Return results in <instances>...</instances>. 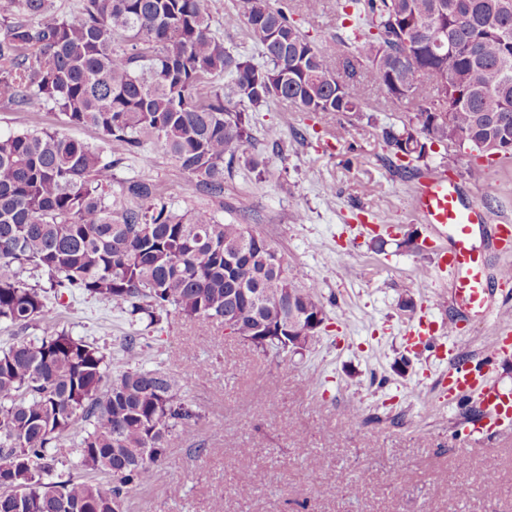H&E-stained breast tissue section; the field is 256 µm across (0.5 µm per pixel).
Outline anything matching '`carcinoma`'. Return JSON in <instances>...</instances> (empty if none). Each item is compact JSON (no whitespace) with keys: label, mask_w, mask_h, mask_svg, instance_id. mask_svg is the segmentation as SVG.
Instances as JSON below:
<instances>
[{"label":"carcinoma","mask_w":512,"mask_h":512,"mask_svg":"<svg viewBox=\"0 0 512 512\" xmlns=\"http://www.w3.org/2000/svg\"><path fill=\"white\" fill-rule=\"evenodd\" d=\"M15 2L0 38V103L51 105L68 125L95 128L108 154L57 131L0 135V324L42 328L0 350V512H115L200 414L160 367L109 373L103 348L56 328L49 295L96 298L148 329L172 313L202 332L226 325L276 356L297 354L289 321L326 312L300 269L247 225L177 210L143 179L114 191L113 171L156 144L218 196L235 165H265L252 115L226 99L357 114L362 76L418 100L402 129L383 131L404 172L451 136L488 158L512 145V0H344L341 83L269 0L233 4L260 63L224 46L204 0H84L41 22L51 0ZM444 111L448 125L436 121ZM27 269L47 285L26 284ZM72 456L84 477L63 475Z\"/></svg>","instance_id":"carcinoma-1"}]
</instances>
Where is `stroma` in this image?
I'll return each instance as SVG.
<instances>
[{
    "label": "stroma",
    "instance_id": "1",
    "mask_svg": "<svg viewBox=\"0 0 512 512\" xmlns=\"http://www.w3.org/2000/svg\"><path fill=\"white\" fill-rule=\"evenodd\" d=\"M271 2L287 5L314 46L335 56L342 0H324L311 16L301 0ZM205 5L227 48L257 56L232 0ZM361 94L363 115L342 116L340 140L331 134L332 120L269 102L253 120L266 161L262 175L234 169L219 197L197 188L157 145L116 170L119 181L153 182L174 208L204 211L265 236L305 271L327 312L312 346L285 361L220 329L199 333L174 315L129 350L125 338L139 327L111 305L78 296L57 306L59 326L106 347L113 368L164 365L201 415L194 436L172 437L168 463L149 487L130 493L128 512H212L217 503L223 512H512V428L489 443H461L455 432L481 415L480 399L473 393L464 406H449L442 378L449 356L431 355L409 337L418 320H457L461 334L437 341L477 363L494 328L493 318H478L456 301L447 274L419 275L440 241L417 218L415 180L382 139L383 128L401 129L416 104L372 86ZM271 126L279 132L275 146L265 138ZM42 129L101 143L94 128L69 127L57 110L0 105L1 134ZM442 167L491 223L512 220V159L483 165L477 175L469 153L438 145L416 164L421 172ZM407 233L415 247L401 245ZM378 235L386 239L380 252L372 245ZM476 243L492 303L501 306L512 284L500 283L497 273L512 254L499 252L485 228L477 229ZM203 359L210 372L199 378L191 368ZM490 468L501 488L494 497L485 487ZM330 485L339 494H327Z\"/></svg>",
    "mask_w": 512,
    "mask_h": 512
}]
</instances>
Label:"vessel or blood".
I'll return each mask as SVG.
<instances>
[{"label": "vessel or blood", "instance_id": "obj_1", "mask_svg": "<svg viewBox=\"0 0 512 512\" xmlns=\"http://www.w3.org/2000/svg\"><path fill=\"white\" fill-rule=\"evenodd\" d=\"M414 210L418 218L434 227L440 246L435 252L436 270L449 273L455 298L475 314L489 312V289L482 269V257L473 228L487 222L480 205L464 201L457 183L447 174L421 177L415 186ZM490 355L512 357V319L496 317ZM480 391L482 406L490 421L512 422V393L486 384L483 373L461 363L448 370V399L456 401L472 391Z\"/></svg>", "mask_w": 512, "mask_h": 512}]
</instances>
